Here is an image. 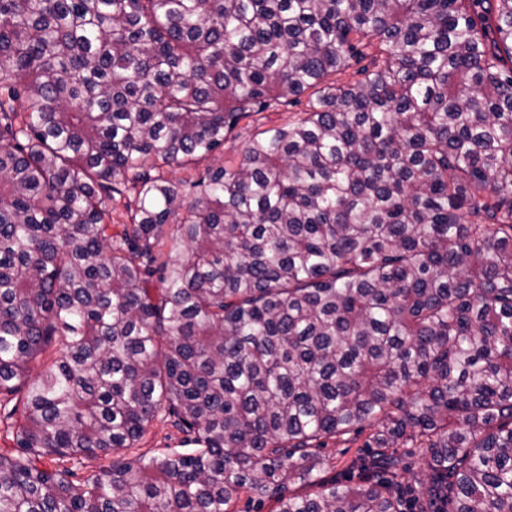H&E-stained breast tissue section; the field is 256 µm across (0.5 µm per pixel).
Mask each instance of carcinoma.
<instances>
[{
    "label": "carcinoma",
    "mask_w": 512,
    "mask_h": 512,
    "mask_svg": "<svg viewBox=\"0 0 512 512\" xmlns=\"http://www.w3.org/2000/svg\"><path fill=\"white\" fill-rule=\"evenodd\" d=\"M0 423V512H512V0H0ZM247 132L241 131L236 137H229L224 143V150L217 153L214 157L200 162L197 166L196 172L194 170H187L179 167L168 168L166 177L175 181L193 176L199 172L204 171L206 166L223 165L224 159L237 158L241 156L242 150L246 144ZM183 437L184 435L172 427L169 421L159 417L151 423L137 447L129 450V452H136L138 455H143L149 459L173 450L186 448V446H182ZM368 430L355 439L347 441L346 443L328 442V446L322 449V454L329 456L333 462L334 468L324 475L331 478L337 473H347V466L350 461L358 455H363L366 448H361L363 442L368 434Z\"/></svg>",
    "instance_id": "carcinoma-1"
}]
</instances>
